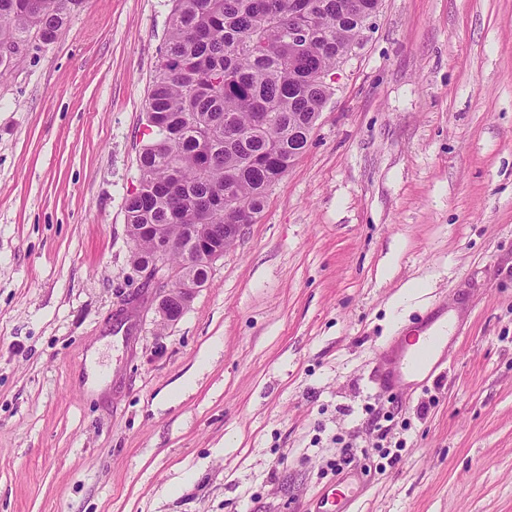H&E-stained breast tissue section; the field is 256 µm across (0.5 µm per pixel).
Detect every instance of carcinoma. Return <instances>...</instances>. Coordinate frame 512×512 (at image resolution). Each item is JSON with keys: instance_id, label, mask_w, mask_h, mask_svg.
I'll return each mask as SVG.
<instances>
[{"instance_id": "carcinoma-1", "label": "carcinoma", "mask_w": 512, "mask_h": 512, "mask_svg": "<svg viewBox=\"0 0 512 512\" xmlns=\"http://www.w3.org/2000/svg\"><path fill=\"white\" fill-rule=\"evenodd\" d=\"M84 0H0V44L20 48L36 33L50 43ZM167 39L146 100L158 135L138 156L140 188L126 220L146 261L165 239L185 248L198 225L212 224L224 246L226 193L264 208L268 184L307 146L308 126L353 44L359 18L378 0H171ZM307 23L304 42L288 26Z\"/></svg>"}]
</instances>
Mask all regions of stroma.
<instances>
[{
  "instance_id": "obj_1",
  "label": "stroma",
  "mask_w": 512,
  "mask_h": 512,
  "mask_svg": "<svg viewBox=\"0 0 512 512\" xmlns=\"http://www.w3.org/2000/svg\"><path fill=\"white\" fill-rule=\"evenodd\" d=\"M170 7L85 0L0 73V512H312L358 470V512H512V0H381L164 326L125 206ZM442 309L441 373L373 384Z\"/></svg>"
}]
</instances>
